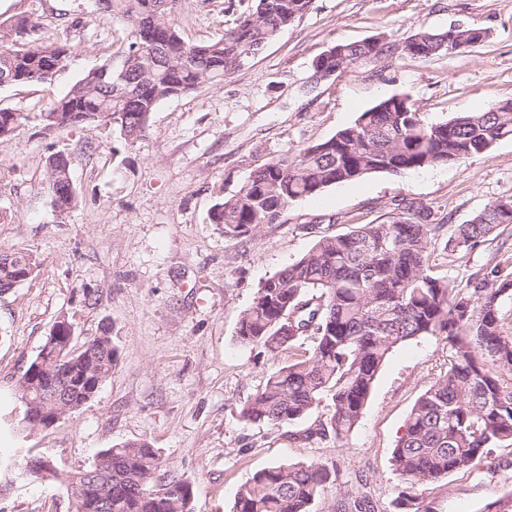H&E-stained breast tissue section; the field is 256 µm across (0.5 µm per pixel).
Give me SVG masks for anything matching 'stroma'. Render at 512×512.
I'll use <instances>...</instances> for the list:
<instances>
[{"mask_svg":"<svg viewBox=\"0 0 512 512\" xmlns=\"http://www.w3.org/2000/svg\"><path fill=\"white\" fill-rule=\"evenodd\" d=\"M250 0H180L173 19L185 40L223 34ZM27 18L69 51L52 80L0 87V108L47 111L89 70L126 43L121 19L94 0H0V25ZM473 27L485 42L421 59L405 51L418 30ZM384 36L393 54L317 78L329 47ZM410 96L427 122L512 100V0H313L301 21L218 84L161 101L146 132L127 142L87 123L47 131L38 122L0 138V253L32 254L30 277L0 294V460L47 459L83 470L103 449L147 440L161 472L190 479L195 512H232L239 487L275 464L335 466L366 476L378 512H397L403 489L391 458L417 398L448 367L432 337L398 346L378 374L357 428L344 442L304 445L248 423L241 405L276 365L238 336L260 284L297 261L317 236L380 224L398 203L430 210L448 228L512 196V140L446 166L378 172L293 204L279 223L225 236L210 211L260 164L295 155L353 124L380 99ZM70 157L76 202L48 206L50 155ZM435 272L457 287L498 271L512 278V224L464 254L435 249ZM73 345L109 327L118 358L95 397L53 427H23L19 381L61 320ZM512 493V470L454 471L420 488L431 512H482ZM0 512H76L68 485L36 477L0 486Z\"/></svg>","mask_w":512,"mask_h":512,"instance_id":"obj_1","label":"stroma"}]
</instances>
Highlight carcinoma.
Segmentation results:
<instances>
[{"instance_id":"cac0c4a2","label":"carcinoma","mask_w":512,"mask_h":512,"mask_svg":"<svg viewBox=\"0 0 512 512\" xmlns=\"http://www.w3.org/2000/svg\"><path fill=\"white\" fill-rule=\"evenodd\" d=\"M103 15L121 19L127 42L117 57L90 70L46 113L0 109V137L34 119L45 130L86 123L109 126L126 141L145 133L164 99L234 74L278 34L301 20L313 0H253L224 34L191 43L175 29L179 0H96ZM23 19L0 30V86L51 79L66 45L38 35ZM486 38L480 28L419 30L424 58L454 54ZM346 64L393 53L381 38L339 43ZM512 139V111L501 103L448 121L424 122L412 99L395 94L360 113L332 137L256 167L234 194L221 198L210 219L227 237H246L278 222L296 201L339 183L387 172L401 174L447 165ZM48 200L60 215L75 204L69 158L54 154L47 165ZM407 216L380 224H356L346 233L319 237L296 262L268 278L245 310L238 336L283 357L264 388L246 402L241 417L280 430L309 416L322 402L331 410L289 435L304 443L348 438L359 424L379 371L393 349L435 337L448 346V369L418 397L392 451L394 471L405 484L400 512L418 508L415 490L449 473L482 465L495 475L512 461H495L489 449L512 446V390L501 375L512 372V336L503 330L502 308L512 301V280L483 278L463 293L432 271V246L450 255L470 251L502 225L512 224V196L489 203L449 236L410 207ZM36 267L32 255L13 253L0 264V285L23 282ZM90 352L70 365L71 376H109L116 348L108 329L88 340ZM31 393L62 415L78 411L86 395L72 390L57 403ZM36 473L72 487L76 512H194L192 483L160 475L158 449L145 440L102 450L85 470L63 477L50 463L30 457ZM338 480L333 467L314 462L280 464L257 471L237 491L233 512H312L324 490ZM357 492L336 501V512H373Z\"/></svg>"}]
</instances>
